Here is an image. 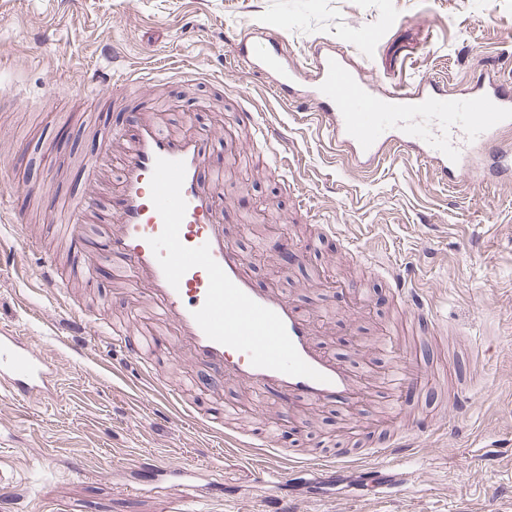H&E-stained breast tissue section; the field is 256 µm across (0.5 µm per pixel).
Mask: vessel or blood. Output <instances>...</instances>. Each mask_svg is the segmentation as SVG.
<instances>
[{"label": "vessel or blood", "instance_id": "1", "mask_svg": "<svg viewBox=\"0 0 512 512\" xmlns=\"http://www.w3.org/2000/svg\"><path fill=\"white\" fill-rule=\"evenodd\" d=\"M264 49L239 42L232 55L234 66L247 69L262 79L283 105L298 99V87L316 105L312 114L325 134L334 157L347 165L371 171L381 162L405 156L431 168L443 180L475 176L483 158L504 171L512 172V149L503 146L501 134L512 128V85L488 74L478 79L463 95H451L440 80L423 77L415 84L385 88L369 80L363 71H350L342 58L314 50L309 67L289 63L279 41L276 25L261 28ZM140 118L132 131L104 130L109 147L89 159L87 173L98 164L121 159L118 186L99 183L75 202L60 200L43 192L46 205L62 212L61 235L82 250L83 274L95 283L101 271L125 282L144 297L150 306L151 321L127 330L113 327L102 336L93 326L84 325L80 316L68 311L64 325H76L83 339V353H99L102 340H110L125 361L118 373L137 383L148 378L145 359L171 344L188 353L203 366L249 386L259 397L273 396L297 412L333 406L348 412L379 389L394 396L415 388L414 374L404 366L383 373L373 369L354 370L330 352L317 333V319L304 313L295 301L274 288H256L248 256L224 230V172L210 167L208 136L164 129L154 104L140 101ZM240 127L254 129L259 138L253 144L270 172L288 164V137L285 133L264 131L257 113H238ZM183 161L186 167L182 196L186 213L179 238L183 245H209L213 259L230 280L258 304L276 312L303 360L324 374V381L258 368L248 354L209 339L193 314L206 299L209 277L200 267L189 269L179 286H171L149 244L158 236L163 220L150 196V180L157 158ZM117 206L106 209L107 198ZM392 291L399 307L417 321L434 319L431 304L423 299L411 279L392 273ZM53 366L31 342L20 337L0 335V392L8 396H41L48 392ZM278 429L264 425L260 438L266 459L260 469L261 483L269 487L310 474L304 462L289 465L277 452ZM416 447L413 437L396 435L391 447L376 454L389 462L401 461ZM172 464L152 458L138 461L134 470L142 477V488L167 475Z\"/></svg>", "mask_w": 512, "mask_h": 512}]
</instances>
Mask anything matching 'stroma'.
<instances>
[{
	"mask_svg": "<svg viewBox=\"0 0 512 512\" xmlns=\"http://www.w3.org/2000/svg\"><path fill=\"white\" fill-rule=\"evenodd\" d=\"M273 21L283 24L290 60L310 64L320 44L386 87L432 76L459 94L486 72L512 82V0H0V245L15 250L19 264L0 273V333L32 341L58 372L50 396H0V512H267L260 449L227 450L223 432L205 429L216 399L235 400L239 383L217 381L184 353L155 359V376L182 388L184 414L169 420L150 384L129 383L52 336L62 310L38 287L37 272L60 238L59 217L25 189L84 195L82 162L94 152L95 129L127 127L140 94L159 103L168 130L192 125L206 134L216 164L225 161L226 120L236 112H257L264 127L287 134L285 178L251 162L245 176L255 188H225L226 232L253 257L257 287L328 318L322 342L348 363L388 367L385 350L336 342L387 329L401 359L416 367V392L364 406L354 420L333 407L305 420L266 398L281 432H298V458L386 446L391 418L418 438L401 461L411 478L392 496L347 497L356 475L341 471L318 488L291 481L300 512H512V181L451 183L406 158L371 174L331 161L308 119L311 104L283 107L261 80L225 69L249 27ZM110 54L151 76L135 94L114 87L111 103L83 84ZM286 178L301 194L284 190ZM269 201L280 203L296 240L321 233L286 277L273 237L239 232ZM16 212L26 223H13ZM80 260L66 249L59 273L74 283L70 301L90 322L117 321L140 303L106 276L85 291ZM392 266L431 300L443 341L397 310ZM318 271L336 287H312L308 276ZM377 293L387 298L381 313L359 315L358 305ZM456 382L468 383L473 400L459 417L450 397ZM154 455L191 463L195 477L134 490L126 462Z\"/></svg>",
	"mask_w": 512,
	"mask_h": 512,
	"instance_id": "35a3bbf8",
	"label": "stroma"
}]
</instances>
